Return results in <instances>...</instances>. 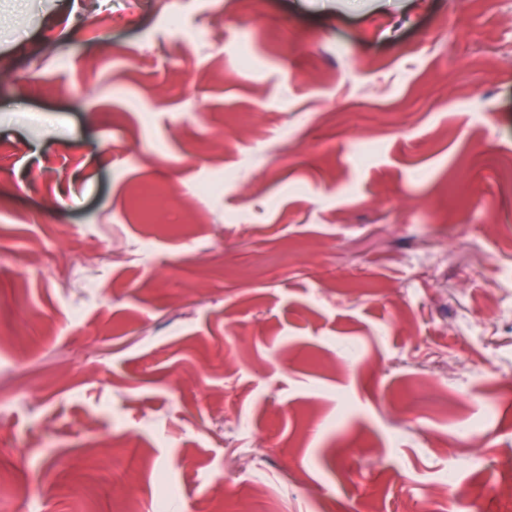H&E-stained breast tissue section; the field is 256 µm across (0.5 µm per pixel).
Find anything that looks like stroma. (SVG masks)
<instances>
[{
  "instance_id": "obj_1",
  "label": "stroma",
  "mask_w": 512,
  "mask_h": 512,
  "mask_svg": "<svg viewBox=\"0 0 512 512\" xmlns=\"http://www.w3.org/2000/svg\"><path fill=\"white\" fill-rule=\"evenodd\" d=\"M508 467L512 0H0V512ZM167 195L166 190L158 189L152 185H144L136 189L135 205L146 223L164 224V215L168 209Z\"/></svg>"
}]
</instances>
